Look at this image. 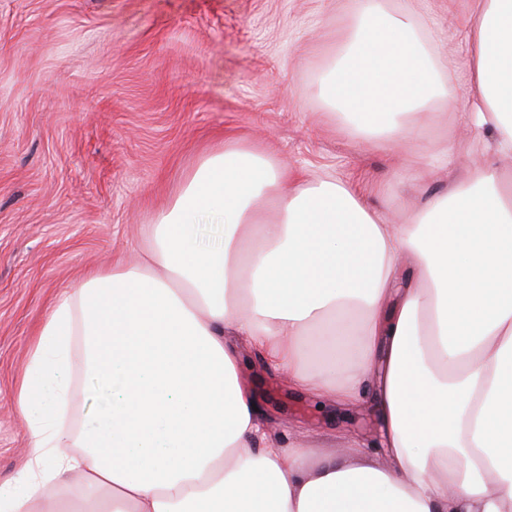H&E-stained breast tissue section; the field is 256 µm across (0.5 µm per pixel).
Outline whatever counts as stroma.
Returning a JSON list of instances; mask_svg holds the SVG:
<instances>
[{"label": "stroma", "mask_w": 512, "mask_h": 512, "mask_svg": "<svg viewBox=\"0 0 512 512\" xmlns=\"http://www.w3.org/2000/svg\"><path fill=\"white\" fill-rule=\"evenodd\" d=\"M468 88L458 0H381ZM369 0H0V482L27 460L17 384L53 301L89 271L138 260L156 214L232 138L299 180L357 187L388 223L462 177L461 114L431 102L419 144H369L316 95ZM242 380L283 445L355 437L381 464V423L297 392L241 345Z\"/></svg>", "instance_id": "stroma-1"}]
</instances>
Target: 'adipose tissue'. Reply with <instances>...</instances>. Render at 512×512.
<instances>
[{"mask_svg": "<svg viewBox=\"0 0 512 512\" xmlns=\"http://www.w3.org/2000/svg\"><path fill=\"white\" fill-rule=\"evenodd\" d=\"M471 88L456 96L407 14L373 0L318 93L368 142L408 143L440 100L467 109L479 158L407 224L333 179L294 185L257 148L205 157L138 263L89 273L51 306L18 404L32 444L0 512H512V0H472ZM215 247L185 234L200 215ZM325 367L363 339L340 381ZM247 337L293 387L371 401L386 461L347 438L311 456L259 423ZM115 385L96 425L73 379Z\"/></svg>", "mask_w": 512, "mask_h": 512, "instance_id": "ef3b65f1", "label": "adipose tissue"}]
</instances>
